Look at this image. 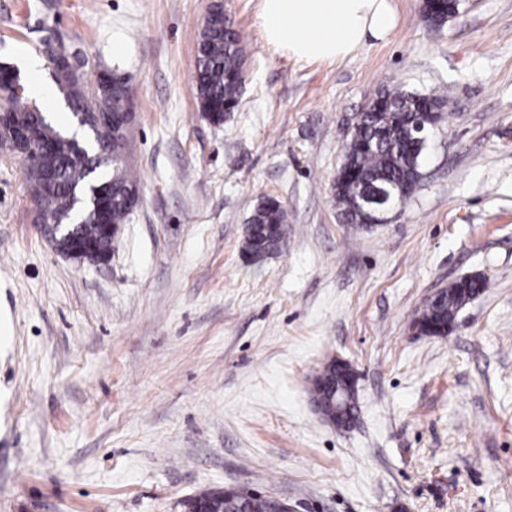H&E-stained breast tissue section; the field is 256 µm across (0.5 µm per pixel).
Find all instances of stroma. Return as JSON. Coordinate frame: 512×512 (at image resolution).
Here are the masks:
<instances>
[{
  "label": "stroma",
  "mask_w": 512,
  "mask_h": 512,
  "mask_svg": "<svg viewBox=\"0 0 512 512\" xmlns=\"http://www.w3.org/2000/svg\"><path fill=\"white\" fill-rule=\"evenodd\" d=\"M213 0H0V64L77 124L50 44L131 87L142 200L104 264L58 254L20 162L0 158V512H181L246 485L297 512H512V0H462L445 25L393 0L397 26L337 62L276 52L259 0H222L248 49L222 125L196 99ZM445 98L426 177L387 223L333 199L351 120L383 87ZM286 249L246 258L265 198ZM480 274L445 337L426 299ZM358 372L336 428L309 393ZM340 362L341 360H331L313 379L312 393L324 407L329 406L333 399L332 386L329 381L333 385L336 384V377L340 373Z\"/></svg>",
  "instance_id": "1"
}]
</instances>
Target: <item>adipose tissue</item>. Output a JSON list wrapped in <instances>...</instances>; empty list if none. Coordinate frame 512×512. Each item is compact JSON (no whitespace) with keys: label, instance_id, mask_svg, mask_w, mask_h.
<instances>
[{"label":"adipose tissue","instance_id":"ef3b65f1","mask_svg":"<svg viewBox=\"0 0 512 512\" xmlns=\"http://www.w3.org/2000/svg\"><path fill=\"white\" fill-rule=\"evenodd\" d=\"M258 26L265 42L298 62L346 59L393 31L391 0H260Z\"/></svg>","mask_w":512,"mask_h":512}]
</instances>
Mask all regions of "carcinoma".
I'll return each mask as SVG.
<instances>
[{"label": "carcinoma", "instance_id": "1", "mask_svg": "<svg viewBox=\"0 0 512 512\" xmlns=\"http://www.w3.org/2000/svg\"><path fill=\"white\" fill-rule=\"evenodd\" d=\"M460 0H428V19L443 24L448 16L459 11ZM58 67L55 83L67 102L73 117L86 131V142L62 134L40 111L26 107V89L15 88L6 69L0 66V120L14 127L35 143H47L52 154L38 162H21L26 187L37 205L49 203L53 212L71 221L72 238L54 241L55 250L63 254L73 247L72 240L95 242L106 256L112 253L114 238L100 235L98 217L91 207L79 208L72 189L90 191L98 185L112 188V200L104 216L107 224L126 222L130 209L127 193L140 188L129 170L127 155L129 132L117 130L106 120L109 114L131 109L127 88L118 75L102 70L90 84L79 69L69 63L71 54L63 47L55 49ZM197 67L194 77L201 111L211 122L224 123V113L239 103L244 83L245 50L239 34L226 22L224 7L216 4L204 20L196 47ZM443 99L398 88H385L355 117L345 146L341 165L347 179L335 186L336 207L344 219L361 228L375 223L373 206L359 195L358 183L368 189H380L393 201L403 202L419 184L424 166V149L414 144L413 126L422 112L439 111ZM107 151L119 163L100 160ZM56 171V182L46 183V170ZM288 212L275 198L263 200L248 219L245 232L248 251L263 259L282 252L287 244L285 224ZM488 287L483 277L465 276L430 298L421 316L434 336H445L460 308ZM340 361L332 360L314 377L312 393L323 406L333 399L332 384L336 383ZM205 496L223 498L224 512H233L240 504L256 501L254 491L247 486L233 490H211Z\"/></svg>", "mask_w": 512, "mask_h": 512}]
</instances>
